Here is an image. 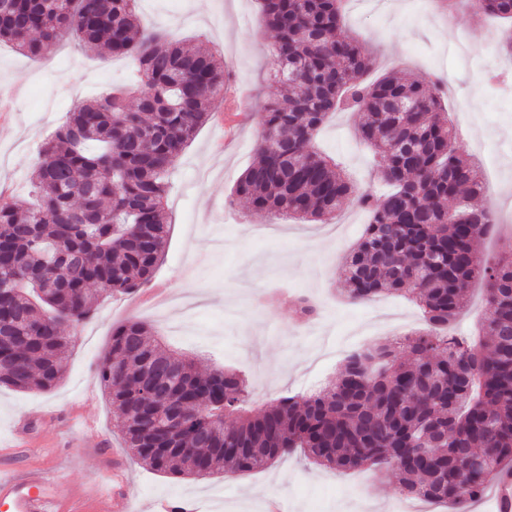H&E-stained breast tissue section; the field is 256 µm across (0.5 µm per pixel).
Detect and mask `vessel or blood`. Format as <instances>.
<instances>
[{"instance_id":"b4317fda","label":"vessel or blood","mask_w":512,"mask_h":512,"mask_svg":"<svg viewBox=\"0 0 512 512\" xmlns=\"http://www.w3.org/2000/svg\"><path fill=\"white\" fill-rule=\"evenodd\" d=\"M53 461L0 477V512H82L81 500L56 491ZM488 512H512V472L497 475L489 488Z\"/></svg>"}]
</instances>
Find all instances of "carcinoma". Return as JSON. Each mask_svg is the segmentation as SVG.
Here are the masks:
<instances>
[{
  "label": "carcinoma",
  "instance_id": "obj_1",
  "mask_svg": "<svg viewBox=\"0 0 512 512\" xmlns=\"http://www.w3.org/2000/svg\"><path fill=\"white\" fill-rule=\"evenodd\" d=\"M341 2L260 0L286 95L265 104L259 160L235 194L257 212L308 221L353 201L370 220L345 260L344 294L408 297L427 327L353 352L321 389L257 414L239 374L199 373L193 359L151 344L136 320L112 330L99 377L126 447L156 473L243 474L299 451L341 471L388 466L407 495L465 512L512 468V239L493 266L481 262L478 240L496 219L474 204L486 187L454 146L438 82L367 81L371 60L343 30ZM136 4L0 0V43L36 59L70 36L129 58L138 100L129 107L119 90L76 103L39 147L27 196L0 203V387L52 391L71 343L63 324L91 319L92 287L129 294L151 279L168 239L170 172L224 97L223 57L145 31ZM473 6L512 22V0ZM342 105L361 113L360 138L390 187L378 197L312 149ZM474 282L485 287L486 314L472 344L449 327ZM147 380L174 399L171 424L152 417Z\"/></svg>",
  "mask_w": 512,
  "mask_h": 512
}]
</instances>
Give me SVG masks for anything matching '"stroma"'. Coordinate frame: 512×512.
<instances>
[{"label": "stroma", "mask_w": 512, "mask_h": 512, "mask_svg": "<svg viewBox=\"0 0 512 512\" xmlns=\"http://www.w3.org/2000/svg\"><path fill=\"white\" fill-rule=\"evenodd\" d=\"M258 14V0H139L143 28L220 51L239 101L223 108L227 126L213 119L201 126L174 166L169 239L143 303L102 294L95 318L70 328L74 342L52 391L0 388V473L50 456L60 495L117 490L134 497L138 512H152L159 499L192 500L201 512H269L274 501L285 512H450L406 498L391 468L345 472L300 454L245 475L158 474L131 456L114 426L98 370L113 328L132 318L149 323L162 347L195 359L200 370L241 371L257 411L334 379L345 346L366 348L424 326L419 307L404 298L353 303L342 294L343 257L359 240L367 212L348 202L323 222L273 220L234 195L258 160L255 120L284 92L270 78L275 38L259 27ZM342 18L375 62L370 79L397 71L440 79L457 151L467 157L486 151L479 203L494 205L498 191L512 184V88H489L488 77L497 70L512 79V59L497 51L486 66H475L456 43L482 50L499 37L502 22L466 5L449 13L434 0H344ZM133 72L129 59L100 55L71 38L50 45L40 61L0 44V99L11 112L10 124L0 125V188H22L39 146L64 124L75 101L130 86ZM358 124V113L330 114L316 145L363 187L377 176ZM305 294L321 303L308 321L299 320L293 302ZM21 426L33 441L12 447L13 430Z\"/></svg>", "instance_id": "35a3bbf8"}]
</instances>
